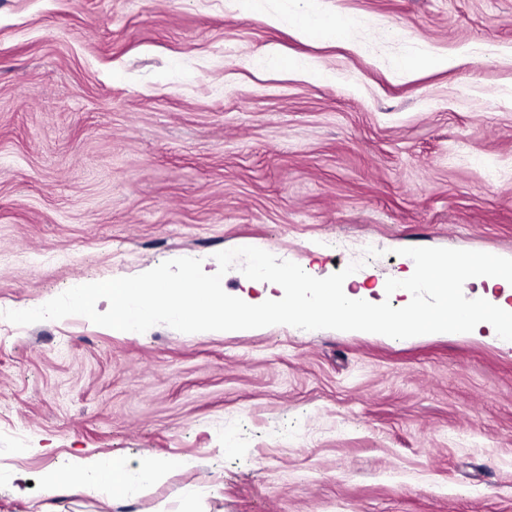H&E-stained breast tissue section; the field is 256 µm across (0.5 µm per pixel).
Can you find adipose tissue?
<instances>
[{"label":"adipose tissue","mask_w":512,"mask_h":512,"mask_svg":"<svg viewBox=\"0 0 512 512\" xmlns=\"http://www.w3.org/2000/svg\"><path fill=\"white\" fill-rule=\"evenodd\" d=\"M450 273L456 275L458 287L483 281L488 288L466 302L451 301L446 280ZM244 277L281 288L282 293L240 303L225 297L223 274L206 275L187 267L174 278L169 271L149 265L134 280L116 276L80 282L72 288L70 299L88 317H104L112 330L124 333L164 315L217 329L249 328L271 319L309 325L333 321L367 336H403L415 330L435 336H469L483 326L500 341L512 340V257H428L397 279L355 292L345 284L263 262ZM173 278L178 281L174 288L169 285ZM416 288L435 289V302L422 305L410 300ZM386 292L405 295L401 309L393 311L376 301V294ZM181 465V460L148 454L134 464L118 455L79 458L72 468L47 473L44 483L51 495H85L114 507L128 499L133 487L161 483Z\"/></svg>","instance_id":"ef3b65f1"}]
</instances>
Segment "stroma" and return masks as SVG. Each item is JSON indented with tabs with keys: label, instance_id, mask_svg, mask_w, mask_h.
I'll return each instance as SVG.
<instances>
[{
	"label": "stroma",
	"instance_id": "obj_1",
	"mask_svg": "<svg viewBox=\"0 0 512 512\" xmlns=\"http://www.w3.org/2000/svg\"><path fill=\"white\" fill-rule=\"evenodd\" d=\"M257 250L369 288L512 256V0H0V512H512V344L488 329L18 316L149 264L236 298ZM146 450L188 465L112 509L46 492Z\"/></svg>",
	"mask_w": 512,
	"mask_h": 512
}]
</instances>
